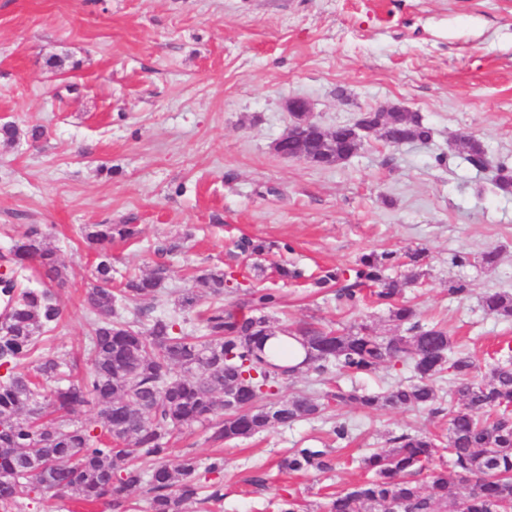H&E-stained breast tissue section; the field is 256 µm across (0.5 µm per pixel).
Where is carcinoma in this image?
Returning <instances> with one entry per match:
<instances>
[{
    "instance_id": "carcinoma-1",
    "label": "carcinoma",
    "mask_w": 512,
    "mask_h": 512,
    "mask_svg": "<svg viewBox=\"0 0 512 512\" xmlns=\"http://www.w3.org/2000/svg\"><path fill=\"white\" fill-rule=\"evenodd\" d=\"M361 118L381 134L399 130L409 141L431 139L432 129L417 112H364ZM357 148L350 129L315 128L304 140L288 137L278 149L297 157L311 153L322 168L334 167ZM457 151L475 169L489 164L483 142L470 135ZM495 188L512 194V170L497 167ZM135 224H92L83 229L97 250L94 282L85 293L93 314L87 356L68 361L37 353L41 335L53 330L62 316L51 284L66 274L56 251L37 226L25 241L0 260L11 269L4 319H0V512H15L21 500L53 497L66 492L85 504H104L127 512L131 493L147 484L150 512H185L198 499L199 463L191 456L176 465L163 462L172 434L210 420V439L232 442L275 426L317 417L331 407L356 404L413 407L448 411L447 451L451 470L434 464L440 440L415 431L392 439L393 446L361 459L369 477L331 495L327 512H512V349L490 365L489 379L476 378L474 359L455 351L448 330L426 329L402 300L404 283L387 280L383 272L393 253L362 256L348 270H329L316 284L341 281L338 300L354 307L361 287L372 283L374 303L388 309L389 319L407 326V334L378 336L361 323L344 333L313 324L296 328L293 336L307 348L304 365L323 374H369L398 363L410 365L416 382L397 383L380 394L336 385L321 395L299 393L277 398L278 363L266 355L264 340L274 335L268 310L279 303L272 292L257 291L237 308L209 307L202 318L203 334L185 330L180 312L192 309L196 297L184 294L178 310L152 318L147 329L125 316L126 300L154 299L163 288L167 269L129 277L112 288V240L131 239ZM39 270L41 286L18 288V278ZM210 294L219 298L236 282L235 274L211 270L200 276ZM484 310L512 319V294L486 292ZM33 358V369L19 362ZM448 374L454 384L452 403L442 407L437 380ZM93 404L95 416L77 419V408ZM339 459L323 448L289 450L279 468L289 472H326Z\"/></svg>"
}]
</instances>
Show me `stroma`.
Here are the masks:
<instances>
[{
	"label": "stroma",
	"mask_w": 512,
	"mask_h": 512,
	"mask_svg": "<svg viewBox=\"0 0 512 512\" xmlns=\"http://www.w3.org/2000/svg\"><path fill=\"white\" fill-rule=\"evenodd\" d=\"M52 56L62 67L47 66ZM292 97L308 100L327 129L398 105L433 136L395 146L374 139L336 167H316L273 149ZM4 123L20 135L0 140V254L32 224L56 248L67 274L56 291L62 317L40 346L61 358L88 346L83 296L97 262L81 234L88 224L140 230L110 245L114 281L170 267L149 303L155 315L185 292L208 307L198 275L233 268L244 279L224 305L272 289L276 326L341 332L367 322L390 336L385 308H342L335 287L312 280L371 252L422 249L426 275L404 292L419 324L447 328L483 368L512 343V321L480 303L484 292H512V195L493 183L497 166L512 168V0H0ZM35 126L45 130L37 142L27 136ZM465 134L483 141L490 168L476 170L454 150ZM243 237L266 242L258 263L235 258ZM161 244L171 253L157 256ZM491 250L495 266L482 265ZM458 255L467 264H453ZM278 265L305 277L279 279ZM458 280L472 294H450ZM413 378L399 364L339 382L380 393ZM339 424L351 440L337 468L280 471L290 449L327 440ZM447 429L444 413L343 406L220 445L196 424L172 437L166 462L224 458L208 477L223 499L187 512H279L290 498L302 512H324L332 492L363 479L361 456L406 432Z\"/></svg>",
	"instance_id": "35a3bbf8"
}]
</instances>
